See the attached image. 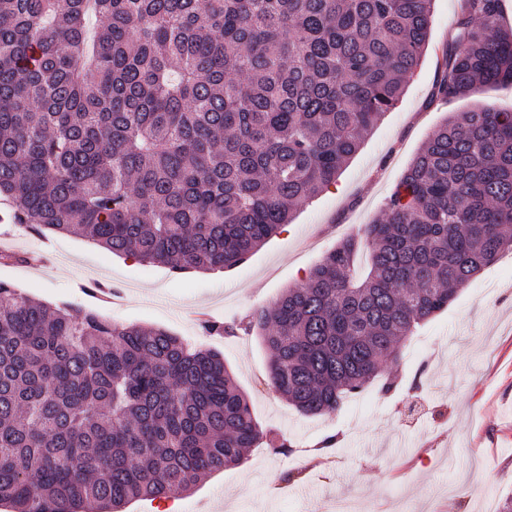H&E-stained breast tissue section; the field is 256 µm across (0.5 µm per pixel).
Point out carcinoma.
Segmentation results:
<instances>
[{
    "mask_svg": "<svg viewBox=\"0 0 512 512\" xmlns=\"http://www.w3.org/2000/svg\"><path fill=\"white\" fill-rule=\"evenodd\" d=\"M434 0H0V197L175 272L232 269L336 181L399 103ZM502 0H463L438 95L512 85ZM95 19L96 25L89 24ZM512 252V112L423 143L384 217L209 335L254 332L271 387L336 412L416 325ZM268 437L212 349L0 281V505L124 512L192 490Z\"/></svg>",
    "mask_w": 512,
    "mask_h": 512,
    "instance_id": "obj_1",
    "label": "carcinoma"
}]
</instances>
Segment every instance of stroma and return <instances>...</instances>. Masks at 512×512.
Masks as SVG:
<instances>
[{
    "label": "stroma",
    "mask_w": 512,
    "mask_h": 512,
    "mask_svg": "<svg viewBox=\"0 0 512 512\" xmlns=\"http://www.w3.org/2000/svg\"><path fill=\"white\" fill-rule=\"evenodd\" d=\"M460 8L461 0H434L428 50L400 103L335 184L235 268L176 273L79 235H38L2 219L0 203V281L50 305L96 309L220 352L262 429L292 443L284 453L263 444L249 449L243 464L205 477L191 492L139 500L128 512H327L339 500L353 512H499L512 496V253L417 328L393 367L404 388L385 396L371 384L333 415H303L268 386V353L256 334L223 338L200 328L269 306L338 241L380 219L447 116L477 104L512 110V85L437 96ZM330 434L337 444L316 453Z\"/></svg>",
    "instance_id": "stroma-1"
}]
</instances>
